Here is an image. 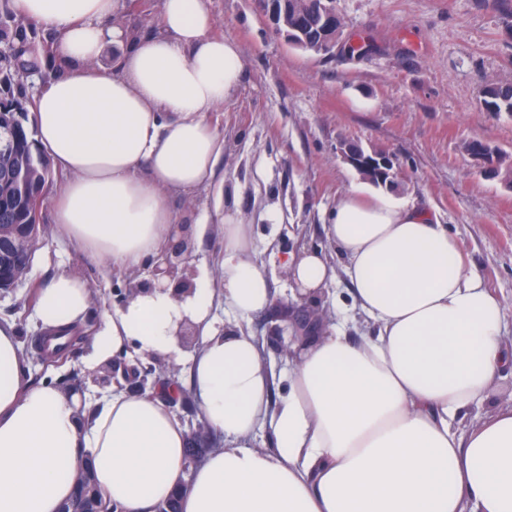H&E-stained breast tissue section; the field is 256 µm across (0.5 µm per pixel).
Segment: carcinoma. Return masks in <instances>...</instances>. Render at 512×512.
<instances>
[{"label": "carcinoma", "mask_w": 512, "mask_h": 512, "mask_svg": "<svg viewBox=\"0 0 512 512\" xmlns=\"http://www.w3.org/2000/svg\"><path fill=\"white\" fill-rule=\"evenodd\" d=\"M55 37L40 34L38 27L16 25L8 0L0 4V225L31 224V203L45 196L53 180L49 161L36 147L29 112L34 99L28 93L24 71L34 60L54 57ZM484 105L490 112L512 114V86L489 85L484 90ZM120 512V507L105 500L91 469L77 478L75 494L68 502L74 510L91 504Z\"/></svg>", "instance_id": "1"}]
</instances>
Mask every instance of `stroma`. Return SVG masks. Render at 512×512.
<instances>
[{
	"mask_svg": "<svg viewBox=\"0 0 512 512\" xmlns=\"http://www.w3.org/2000/svg\"><path fill=\"white\" fill-rule=\"evenodd\" d=\"M341 37L332 55L291 45L258 0H211L215 30L238 42L244 64L239 90L212 116L224 139L217 172L223 188L176 195L171 206L188 243L190 278L210 274L219 289L220 225L201 224L218 209L238 211L252 225L251 260L267 274L275 298L287 304L292 283L280 260L301 249L320 252L337 275L311 305L326 324H347L353 336L372 332L355 315L340 258L323 229L338 198L353 187L431 207L462 253L505 300L512 330V115L484 108L491 84L512 85V0H333ZM393 157L394 182L373 186L342 156L344 144ZM482 142L500 174L469 151ZM34 246L22 283L0 291V323L12 324L25 354V374L85 394L97 403L117 393L111 363L88 366L89 346L77 341L55 361L37 345L44 331L31 295L58 270L80 275L94 294L89 321L100 308L122 306L127 275L74 250L51 218ZM268 313L253 317L275 376L271 396L287 392L289 367Z\"/></svg>",
	"mask_w": 512,
	"mask_h": 512,
	"instance_id": "1",
	"label": "stroma"
}]
</instances>
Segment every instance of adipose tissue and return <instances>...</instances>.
Masks as SVG:
<instances>
[{"instance_id": "adipose-tissue-1", "label": "adipose tissue", "mask_w": 512, "mask_h": 512, "mask_svg": "<svg viewBox=\"0 0 512 512\" xmlns=\"http://www.w3.org/2000/svg\"><path fill=\"white\" fill-rule=\"evenodd\" d=\"M51 32L63 70L35 100L40 149L61 182L49 200L57 232L79 252L133 271L160 259L175 229L174 194L213 184L224 140L211 112L239 88V44L215 35L210 0H161L158 32L127 37L125 0H11ZM118 53L100 64L107 45ZM222 286L200 277L177 297L156 283L104 311L89 342L98 361L134 348L179 363L177 333L197 336L188 377L88 404L28 380L21 344L0 325V512H61L74 473L91 464L104 499L157 512H512V406L468 430L458 414L488 397L504 362L503 298L489 288L430 209L350 189L325 226L352 306L376 331L319 329L295 342L288 391L245 328L274 294L237 212L218 215ZM302 296L334 276L317 251L283 260ZM230 319L217 328L212 300ZM87 283L57 272L37 292L44 331L84 329ZM189 389L220 438L195 467L173 401ZM270 425L273 446L252 440Z\"/></svg>"}]
</instances>
